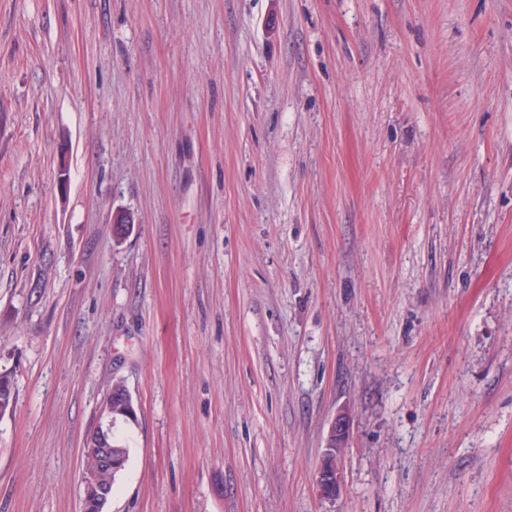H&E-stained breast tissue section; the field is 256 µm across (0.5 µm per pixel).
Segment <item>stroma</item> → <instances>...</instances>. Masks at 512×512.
<instances>
[{"label": "stroma", "instance_id": "1", "mask_svg": "<svg viewBox=\"0 0 512 512\" xmlns=\"http://www.w3.org/2000/svg\"><path fill=\"white\" fill-rule=\"evenodd\" d=\"M4 370L0 512H512V0H0ZM112 389L105 398L99 423L94 427L93 431L87 436L82 450V454L87 451H93L97 454L99 463L102 468L107 470L117 469L121 467L115 474H110L107 471L99 472V477L102 481H114L116 477L125 469L129 459V448L126 444L114 440L112 436ZM112 437V440H111ZM111 442V444H110ZM113 454L121 458L123 464L120 466V459L112 456ZM347 433L348 423L346 418H336V421L331 425L328 448H326L316 478L317 488L324 497L335 496L343 482L342 458ZM80 512H107L112 498V485L102 483L95 473L84 470Z\"/></svg>", "mask_w": 512, "mask_h": 512}]
</instances>
